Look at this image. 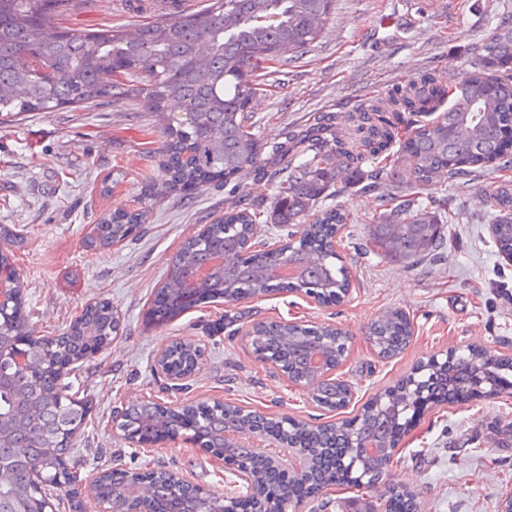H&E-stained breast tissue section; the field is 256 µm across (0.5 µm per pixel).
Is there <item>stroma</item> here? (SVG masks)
I'll list each match as a JSON object with an SVG mask.
<instances>
[{
    "instance_id": "obj_1",
    "label": "stroma",
    "mask_w": 512,
    "mask_h": 512,
    "mask_svg": "<svg viewBox=\"0 0 512 512\" xmlns=\"http://www.w3.org/2000/svg\"><path fill=\"white\" fill-rule=\"evenodd\" d=\"M207 0H81L63 26L83 31L173 16ZM512 0H336L316 43L292 59L266 64V92L253 100L254 131L267 140L298 129L319 112H345L391 87L424 74L460 84L475 61L473 48L496 32ZM146 95L121 103L26 112L0 122V226L23 234L16 253L23 281L27 328L52 336L82 309L108 301L122 317V334L63 376L90 407L70 465L85 480L122 468L132 473L170 471L188 483L223 491V465L182 439L134 447L112 429L122 405L157 400L169 405L216 399L261 414L286 415L314 425L350 419L386 390L412 377L432 355L474 348L512 358V263L494 243L486 178L461 189L429 187L447 198L452 219L438 255L413 262L379 255L368 227L383 214L375 195L347 189L324 205L346 210L350 221L334 240L349 275L344 300L320 304L304 293L278 290L231 304L201 303L150 319L160 288L185 240L232 206L271 210L274 183L254 186L251 171L234 183L213 175L202 186L156 199L146 219L106 250L87 246L92 224L133 209L148 189V150L163 141ZM116 186L103 192L101 180ZM250 189V196L239 193ZM409 319L413 335L397 355L378 357L369 343L373 322L393 311ZM331 324L350 337L336 375L354 391L343 410L327 412L310 391L289 382L247 348L244 333L270 321ZM176 339L206 349L187 389L167 391L154 372L160 350ZM398 462L388 483L412 491L416 512H499L512 496V389L467 400L434 403L403 429ZM383 512L362 503L356 490L332 486L312 496L301 512Z\"/></svg>"
}]
</instances>
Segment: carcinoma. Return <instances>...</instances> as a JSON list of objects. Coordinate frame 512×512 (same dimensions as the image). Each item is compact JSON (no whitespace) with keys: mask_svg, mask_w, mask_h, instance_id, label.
I'll use <instances>...</instances> for the list:
<instances>
[{"mask_svg":"<svg viewBox=\"0 0 512 512\" xmlns=\"http://www.w3.org/2000/svg\"><path fill=\"white\" fill-rule=\"evenodd\" d=\"M80 0H0V114L48 112L58 106L80 107L105 97L119 101L141 91L164 121L162 150L167 160L155 193H175L202 178L222 174L229 179L244 169L254 172L255 185L271 180L269 159L288 175L277 186L270 214L242 208L210 224L208 235L191 237L173 261L162 293L171 315L216 298L233 302L280 289L313 294L320 302H338L349 291V278L340 255L332 249L337 227L349 221L342 208H318L346 172L351 186L378 195L389 212L370 225L378 252L388 259L414 261L433 256L446 244L441 214L448 199L422 201L428 186L465 183L483 173L512 169L506 135L512 130V18L478 48L476 62L465 80L450 89L431 76L391 88L385 96L364 102L349 112H320L313 122L288 136L262 143L252 132L249 105L264 91L258 79L262 63L284 52L302 53L317 41L321 29L311 25L316 16L328 17L336 0H209L191 13L159 17L143 24L78 31L55 24L68 16ZM449 101L448 110L432 116L435 103ZM347 124L354 139L338 134ZM410 129L401 149L390 150L399 127ZM373 164L366 171L365 163ZM488 201L496 209L494 238L500 250L512 255V180L490 186ZM151 206L119 210L91 228V244L105 249L128 236ZM273 224L296 225L297 239L288 248V264L297 268L292 280L272 283L268 268L279 261L280 250L262 243V250L244 251L263 216ZM14 241L0 229V270L13 267ZM217 253L224 265L208 273L196 286L197 298L188 301L183 285ZM113 307L92 305L69 325L71 338L59 342L57 355L86 359L112 343ZM369 336L378 355L398 354L411 337L407 317L395 311L373 323ZM15 338L38 353L44 337L26 330L23 306L12 309L4 339ZM349 337L330 325L313 327L299 322H270L262 329L261 347L279 357L295 381L310 366L318 349L328 354L327 366L339 367ZM193 355L192 342L169 352L168 367L178 370ZM428 376L430 391L448 390L447 374L431 362L417 367ZM13 386L0 388V467L8 477L0 497L25 499L31 512L40 501L30 481L39 467L57 483L54 461L46 449L67 453L58 443L62 432L78 434L88 409L72 406L62 395L65 387L44 384L32 391L27 374L8 370ZM347 383L338 379L322 386L315 401L334 412L345 407ZM408 398L400 385L387 390L351 420L288 429V438L318 457L325 449L350 448L359 432L380 441L388 453L362 460L357 474L337 466L305 478L314 488L342 485L376 486L391 462L402 423L393 405ZM240 426L256 423L257 413H241L229 404L222 411L200 406L169 409L164 427L174 429L194 415L203 417L211 448L225 450L221 432L224 414ZM158 418L155 403L145 401L133 410L127 426L142 444L153 443L159 426L142 423ZM231 454H249L251 471L267 478L271 469L253 448H231ZM155 497L166 502L172 486L164 472L151 473Z\"/></svg>","mask_w":512,"mask_h":512,"instance_id":"obj_1","label":"carcinoma"}]
</instances>
